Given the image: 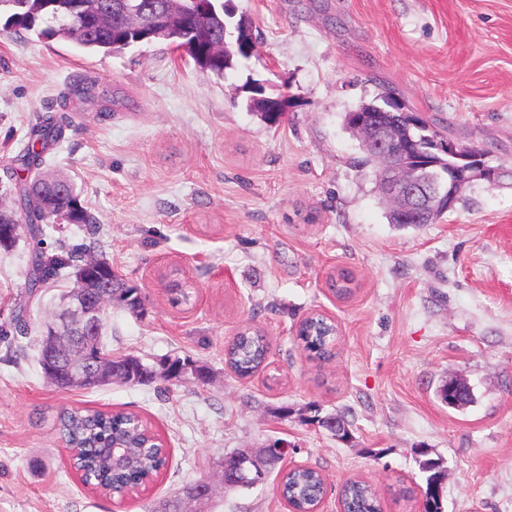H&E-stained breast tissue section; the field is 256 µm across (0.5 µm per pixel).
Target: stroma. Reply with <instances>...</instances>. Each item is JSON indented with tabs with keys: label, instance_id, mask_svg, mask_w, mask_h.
<instances>
[{
	"label": "stroma",
	"instance_id": "stroma-1",
	"mask_svg": "<svg viewBox=\"0 0 512 512\" xmlns=\"http://www.w3.org/2000/svg\"><path fill=\"white\" fill-rule=\"evenodd\" d=\"M256 44L216 76L164 42L103 55L35 32L0 34V209H13L12 160L33 124L62 134L45 175L70 180L99 224L100 250L142 288L138 317L109 308L104 340L154 364L188 357L209 372L149 386L62 391L35 366L31 331L66 281L20 310L31 247L0 248V324L23 311L29 335L0 342V512H150L216 478L225 454L287 455L265 484L216 491L205 512H288L281 469L319 468L321 512L347 478L378 489L384 512H415L420 461L439 459L444 512H512V179L466 188L433 224H391L346 112L397 89L454 140L512 167V0H231ZM112 98L62 106L74 79ZM285 101L272 126L250 109L251 82ZM349 271L352 295L330 275ZM191 283L170 301L172 280ZM320 313L338 326L335 357L296 337ZM270 340L267 367L238 379L224 347L244 325ZM473 400L442 403L448 380ZM342 414L349 441L308 423L309 403ZM137 412L167 443L157 481L123 502L83 486L54 429L63 407ZM290 408L282 417V408Z\"/></svg>",
	"mask_w": 512,
	"mask_h": 512
}]
</instances>
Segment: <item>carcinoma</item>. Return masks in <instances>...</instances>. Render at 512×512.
<instances>
[{
  "instance_id": "cac0c4a2",
  "label": "carcinoma",
  "mask_w": 512,
  "mask_h": 512,
  "mask_svg": "<svg viewBox=\"0 0 512 512\" xmlns=\"http://www.w3.org/2000/svg\"><path fill=\"white\" fill-rule=\"evenodd\" d=\"M123 0H85L86 14L92 16L98 10L104 9L116 14V8ZM130 4L140 8L146 15L158 23L155 35L150 41L163 40L177 42L186 37L194 41L198 53L192 55V60H200L207 65V70L217 76L224 75V69L232 68L234 58L248 55L234 53V57L226 59L225 63L208 64V60L199 55L208 43L224 36V26L230 24L232 14L227 12L224 0H215L212 11L201 17L196 23H189L193 16L194 0H183L182 11H174L169 0H130ZM73 0H0V18L4 19L3 30L19 34L33 31L47 39L69 40L73 35L74 22L70 17ZM136 34L127 31L118 22L105 26L86 25L82 47L90 52L111 54L135 45ZM254 96L261 98L257 110L265 111L263 118L270 123H277L285 111L284 101L278 98L264 97V88L260 84L251 87ZM74 95L85 100L96 98L93 86L84 79L73 81L68 95L62 97L67 102ZM60 137V128L46 119L34 125L30 130V142L19 157V170L33 173L42 164V153ZM18 200L22 208L14 211L0 212V246L13 244L18 235H4L3 225L43 224V228L28 231V237L33 243L35 275L27 277L28 292L45 285L60 271L69 269L76 272L86 263L98 248L94 238L73 247L61 244L53 251L43 248L42 237L45 228L55 224L71 223L72 215H77L76 223L92 229L97 224L96 216L88 210L74 192L72 184L66 179L46 181L35 176L27 177L17 189ZM96 277L112 280L111 305L123 308L129 313L142 317L145 314V299L142 290L134 284L127 283L114 266L104 270L94 269ZM298 337L305 351L320 359L333 356L336 341V325L320 314L305 317L298 329ZM270 346L266 336L259 330L245 326L241 328L227 345L225 361L228 367L240 378L253 376L267 362ZM106 358L112 367L123 378V384L128 386L144 385L156 380L191 377L204 382L208 372L202 365L190 358H169L161 368L149 365L138 356L132 354L116 355L109 351L98 336L91 344L86 357V368H91L96 361ZM40 369L44 377L56 380L55 386L69 389L66 382L70 369L67 350L59 345L50 350H39ZM444 400L459 403L471 401L470 388L462 383L444 392ZM309 410L314 415L307 421L324 429L329 421L337 419L343 426L342 438L347 439L351 434L350 424L341 414L321 416L315 405ZM56 429L65 445L76 451L73 468L80 480L93 491L105 496L123 497L131 491L155 480L162 470V456L166 448L149 425L141 416L134 412L103 411L86 408L73 410L62 408L58 411ZM116 445L126 450L133 460L128 469H112L102 454L103 449ZM425 473V487L428 491L426 512H444L442 499L437 493V483L442 477V464L434 459L420 463ZM222 473L230 480L229 490H236L237 463L232 455H225L222 463ZM211 482L201 479L187 484L173 495L160 500L151 512H183L184 504H201L212 496ZM280 497L292 512H312L326 493L324 475L310 466H297L283 474L277 486ZM341 500L345 512H382L379 495L366 482L350 478L341 491Z\"/></svg>"
}]
</instances>
